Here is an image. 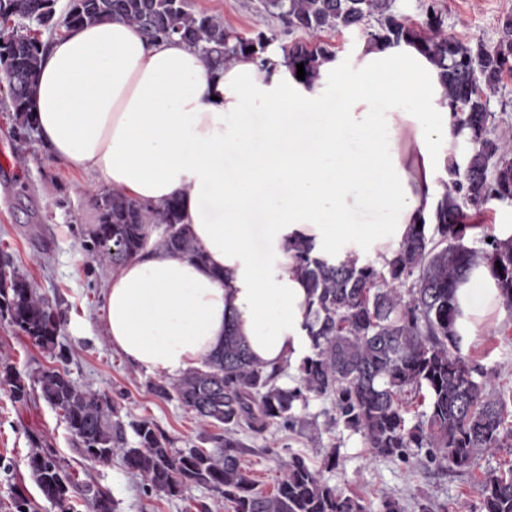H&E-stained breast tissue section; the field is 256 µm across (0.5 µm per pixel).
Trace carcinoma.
Here are the masks:
<instances>
[{
  "label": "carcinoma",
  "mask_w": 512,
  "mask_h": 512,
  "mask_svg": "<svg viewBox=\"0 0 512 512\" xmlns=\"http://www.w3.org/2000/svg\"><path fill=\"white\" fill-rule=\"evenodd\" d=\"M263 6L304 35L280 46L294 74L301 63L305 76H314L318 58L333 52L322 34L342 30H359L369 41L412 42L440 69L454 135L465 150L448 164L433 223L409 225L394 256L379 265L349 255L329 259L309 241L293 245L292 270L307 288L302 330L308 349L292 385L279 383L286 367L269 370L252 358L233 323L224 327V345L200 367L149 382L154 396L177 401L204 427L221 429L206 437L212 451L175 448L147 419L125 422L112 399L77 384L64 369H45L30 385L1 359L0 387L17 402L36 389L61 412L84 459L99 466L120 459L148 495L181 497L199 486L231 503L233 512H366L363 497L323 478L340 465L342 441L323 447L318 469L290 456L269 493L248 474V445L240 435L263 439L274 427L301 432L317 424L318 416L310 419L306 410L318 398L329 404L321 412L324 431L360 436L374 458H418L465 477L512 448V386L487 388V372L463 353L456 297L472 267L484 263L512 314V239H498L478 221L490 201L512 204V139L501 130L504 119L490 110L491 96L512 74V16L488 44L446 34L435 0H423L420 25L393 9V0H263ZM103 20L133 24L149 40L178 35L214 68L264 54L274 41L262 32L246 38L229 31L219 18L191 12L186 0H73L62 15L55 0H0V70L17 128L34 127L31 88L45 47L36 31ZM96 208L99 222L83 246L103 271L152 243L206 262L181 223L177 198L157 208L106 191ZM0 320L33 345L55 350L58 311L6 259L0 261ZM28 467L43 497L67 512L71 481L55 450L33 449ZM478 490L483 512H512V466L485 471ZM84 495L93 512H116L114 499L99 487L86 486ZM412 508L448 512L428 494L414 498Z\"/></svg>",
  "instance_id": "1"
}]
</instances>
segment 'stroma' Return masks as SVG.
Wrapping results in <instances>:
<instances>
[{
  "instance_id": "1",
  "label": "stroma",
  "mask_w": 512,
  "mask_h": 512,
  "mask_svg": "<svg viewBox=\"0 0 512 512\" xmlns=\"http://www.w3.org/2000/svg\"><path fill=\"white\" fill-rule=\"evenodd\" d=\"M192 12L215 15L225 27L245 37L265 33L277 43L291 44L297 36L277 18L265 13L262 0H188ZM443 29L452 36L496 42L500 22L512 15V0H437ZM7 82L0 76V258H9L36 291L55 305L62 316L59 348L68 350L59 361L34 346L6 322L0 321V358H9L28 377L42 369L64 366L79 385L105 393L121 407L124 420L153 421L176 447H201L208 434L193 415L176 401L149 393L150 373L130 365L104 332L103 293L108 275L91 261L83 248L82 232L98 222L89 201L90 183L79 170L49 158L36 134L19 135L6 109ZM465 354L482 364L490 384L512 382V314L489 315L464 347ZM315 433L270 431L266 439L250 440L244 463L264 491H272L279 466L290 455H304L319 466L323 450ZM274 452H266V441ZM54 448L71 473L78 490L70 512H91L80 488L93 484L107 490L116 512H187L190 504L209 503L210 512H232L214 502L211 493L192 487L176 498L148 496L138 478L121 460L100 467L83 460L73 449L66 423L41 399L14 401L0 390V512H16L14 503L25 497L31 512H59L41 494L31 476L28 457L33 448ZM343 464L325 473L333 486L361 495L377 512L384 495L393 494L403 505L421 493L432 495L453 512H480L475 483L424 470L417 462L373 458L359 437H345L340 449Z\"/></svg>"
}]
</instances>
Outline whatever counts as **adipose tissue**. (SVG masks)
Wrapping results in <instances>:
<instances>
[{
  "label": "adipose tissue",
  "instance_id": "adipose-tissue-1",
  "mask_svg": "<svg viewBox=\"0 0 512 512\" xmlns=\"http://www.w3.org/2000/svg\"><path fill=\"white\" fill-rule=\"evenodd\" d=\"M31 99L52 159L143 203L181 200L206 263L152 245L113 268L104 292L113 349L167 378L201 366L230 321L262 365L299 360L293 242L391 258L410 225L432 219L456 151L439 70L404 41L362 42L301 80L276 48L213 69L179 37L100 21L49 41ZM477 284L500 308L488 268L474 267L456 292L464 336Z\"/></svg>",
  "mask_w": 512,
  "mask_h": 512
}]
</instances>
